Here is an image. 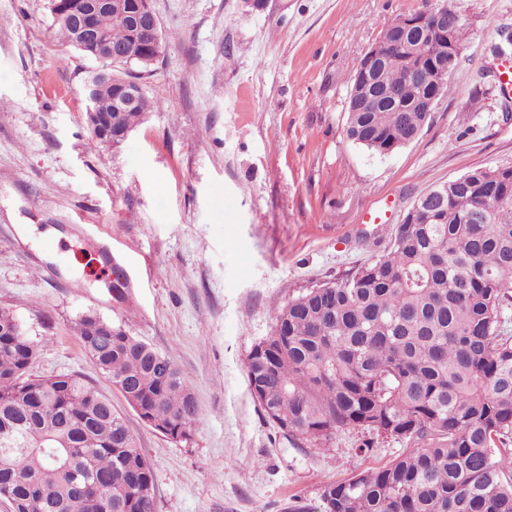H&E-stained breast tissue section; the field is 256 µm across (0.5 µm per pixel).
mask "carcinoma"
Segmentation results:
<instances>
[{
    "label": "carcinoma",
    "instance_id": "1",
    "mask_svg": "<svg viewBox=\"0 0 512 512\" xmlns=\"http://www.w3.org/2000/svg\"><path fill=\"white\" fill-rule=\"evenodd\" d=\"M83 5L48 0L53 26L91 58L68 12ZM96 25L112 46H134L125 13L101 10ZM156 64L91 72L97 113L139 125L162 94L147 90L118 112L115 83ZM413 98L403 92L374 112L349 104L348 139L380 155L411 143L431 118ZM443 193L419 223L396 225L387 253L278 307L246 358L251 396L284 437L318 446L361 430L412 447L325 486L321 512H512V166L476 168ZM480 205L494 210L482 222ZM77 330L134 411L190 440L198 406L169 356L94 313ZM34 358L17 317L0 308V498L13 512H154L150 465L111 401L75 374L33 373Z\"/></svg>",
    "mask_w": 512,
    "mask_h": 512
}]
</instances>
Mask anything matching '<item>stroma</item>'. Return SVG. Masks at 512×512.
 Masks as SVG:
<instances>
[{"label":"stroma","instance_id":"1","mask_svg":"<svg viewBox=\"0 0 512 512\" xmlns=\"http://www.w3.org/2000/svg\"><path fill=\"white\" fill-rule=\"evenodd\" d=\"M467 20L446 95L419 136L378 155L346 136L360 57L423 0H152L164 97L118 146L96 144L82 79L47 0H0V307L35 342L33 370L109 397L153 472L155 512H289L407 445L340 431L289 443L253 401L245 360L302 289L388 248L415 198L512 166L492 48L512 0H450ZM111 247L129 288L113 300ZM94 312L170 356L197 404L190 440L143 422L84 352Z\"/></svg>","mask_w":512,"mask_h":512}]
</instances>
